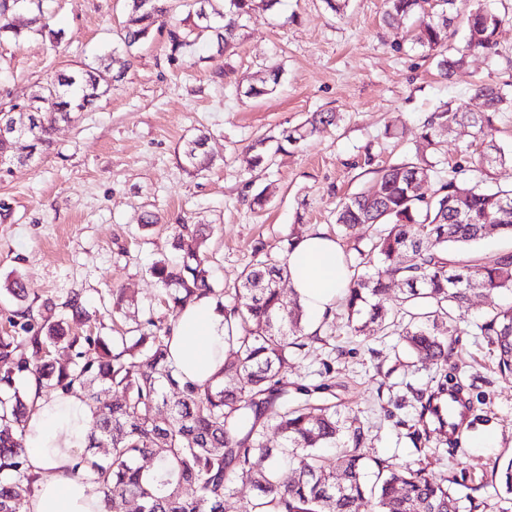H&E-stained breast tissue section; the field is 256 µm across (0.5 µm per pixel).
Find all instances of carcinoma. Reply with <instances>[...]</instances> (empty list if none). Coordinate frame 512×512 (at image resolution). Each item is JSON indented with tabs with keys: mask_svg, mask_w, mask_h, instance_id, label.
Masks as SVG:
<instances>
[{
	"mask_svg": "<svg viewBox=\"0 0 512 512\" xmlns=\"http://www.w3.org/2000/svg\"><path fill=\"white\" fill-rule=\"evenodd\" d=\"M129 0V19L120 32V46L102 58L112 80H122L132 65L133 51L152 30L166 32L169 58L179 59L205 37L218 47L232 48L241 18L256 3L271 9L280 0ZM387 23L414 14L431 19L414 30L411 43L427 49L440 76L449 79L465 64L466 52L498 55L496 32L501 18L479 7L466 18L465 50L448 51V29L457 18V0H385ZM184 8L186 16L174 12ZM48 21L43 0H0V35L15 37L25 30L43 32ZM99 69L88 67L46 77L21 105L0 109V126H21L10 142L0 140V156L15 164L52 148L56 125L72 120L93 99L108 92L98 80ZM280 71L271 69L246 88L250 97L273 92ZM486 111L467 112L453 101L440 105L422 125L424 150L438 151L437 132L461 123L473 128L486 148L472 170L491 178V170L508 161L497 145L499 113L512 111V92L493 84L476 86ZM336 123V113L315 112L285 130L275 151L299 146ZM206 137L186 142L185 159L198 171L209 168ZM267 139L251 147L248 165L262 168L269 159ZM435 167L427 154L389 165L368 189L346 198L336 209L344 232L356 224L372 230L368 247L357 249L362 272H353L343 291L348 326L358 333L376 326L402 337L417 359L444 366L453 337L465 331L454 310L462 309L477 292L512 294V253L469 257L465 252L496 232L512 235V189H483L459 178L426 189ZM209 236L203 224L174 225L175 259L162 258L150 274L164 290V304L178 315L192 296L217 295L208 255L201 246ZM294 240L278 252L260 244L256 262L243 269L233 301L224 308V368L214 383L183 381L168 361L171 325L151 323L137 336H82L73 323L97 317L75 294L61 303L62 314L41 320L29 303L32 289L23 276L6 278L3 288L15 301L11 330L0 336V512H16L18 501L31 497L40 475L32 472L24 442L25 424L34 407L17 380L35 376L37 388L67 394L83 393L92 412L86 453L75 457L73 472L99 485L104 501L131 498L139 512H224V499L236 484L250 483L255 494L245 512H459V499L445 480L427 478L420 469L375 462L378 488L367 485L370 464L362 452L365 430L357 417L345 418L334 405L315 407L288 401V363L318 339L306 332L304 308L298 297L286 296L279 282L287 270ZM394 281L405 286L401 307L392 311L377 302ZM484 333L494 347L502 373L512 374V304L489 312ZM69 352L65 365L51 353ZM148 359L144 369L135 360ZM118 389L121 401H102L101 393ZM448 379L438 382L422 411L447 412L441 394ZM280 437L268 445L267 433ZM112 449L105 458L93 449ZM340 448L336 467L324 466L318 450ZM495 481L512 496V459Z\"/></svg>",
	"mask_w": 512,
	"mask_h": 512,
	"instance_id": "1",
	"label": "carcinoma"
}]
</instances>
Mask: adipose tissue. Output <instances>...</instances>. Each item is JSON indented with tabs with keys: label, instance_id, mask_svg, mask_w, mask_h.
I'll return each instance as SVG.
<instances>
[{
	"label": "adipose tissue",
	"instance_id": "ef3b65f1",
	"mask_svg": "<svg viewBox=\"0 0 512 512\" xmlns=\"http://www.w3.org/2000/svg\"><path fill=\"white\" fill-rule=\"evenodd\" d=\"M290 286L299 297L310 328L332 310L348 282L343 251L332 236L310 232L287 258ZM169 353L181 378L203 384L224 365V310L211 296L187 303L174 320ZM25 426V445L34 470L46 477L25 512H106L96 483L74 477L73 459L85 448L91 413L81 392L36 395Z\"/></svg>",
	"mask_w": 512,
	"mask_h": 512
}]
</instances>
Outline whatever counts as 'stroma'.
Segmentation results:
<instances>
[{"instance_id":"obj_1","label":"stroma","mask_w":512,"mask_h":512,"mask_svg":"<svg viewBox=\"0 0 512 512\" xmlns=\"http://www.w3.org/2000/svg\"><path fill=\"white\" fill-rule=\"evenodd\" d=\"M501 18L502 61L471 54L451 79L432 56L409 44L420 17L385 24L384 0H346L343 12L326 0H280L254 7L230 51L207 42L177 63L163 36L137 50L122 82L59 124L56 147L0 176V280L19 271L36 304L81 294L89 309L112 306V289L133 302L124 318L104 317L106 332L124 336L135 324L171 321L150 264L172 254L169 224H209L206 243L215 284L232 293L253 248H276L311 231L338 233L336 207L375 183L379 170L414 153L425 117L453 99L483 109L474 85L512 84V0H481ZM48 34L0 38V108L34 93L47 74L73 72L117 45L125 0H44ZM280 69L276 90L248 98L245 86ZM334 112V126L288 152L266 170H249L255 140L280 137L312 112ZM207 135L208 170L189 166L183 145ZM433 181L447 179L473 150V130L441 131ZM266 189L264 212L251 209ZM162 216L145 229L146 213ZM507 295L473 296L461 313L471 326L447 367L417 361L399 336L358 335L338 313L323 318L315 341L288 369L289 388L310 392L314 405L333 403L364 424L365 454L447 480L461 512H512V499L491 483L494 466L512 458V377L496 370L495 353L477 325ZM468 389L469 424L451 440L419 419L420 394L442 373Z\"/></svg>"}]
</instances>
